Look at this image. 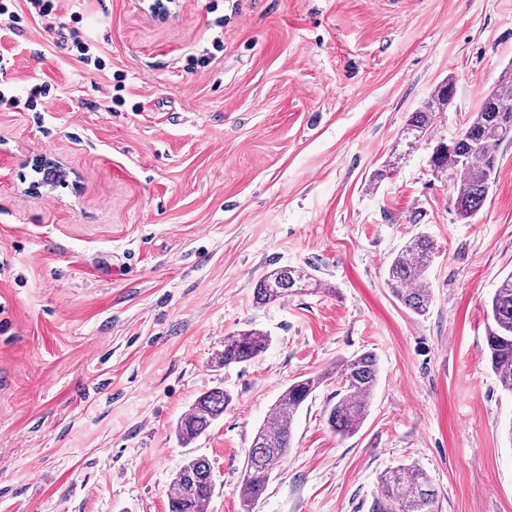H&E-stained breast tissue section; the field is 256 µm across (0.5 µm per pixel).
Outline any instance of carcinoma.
Instances as JSON below:
<instances>
[{
  "label": "carcinoma",
  "instance_id": "carcinoma-1",
  "mask_svg": "<svg viewBox=\"0 0 512 512\" xmlns=\"http://www.w3.org/2000/svg\"><path fill=\"white\" fill-rule=\"evenodd\" d=\"M455 84L438 85L425 104L410 113L398 145L411 149L421 143L431 149L430 162L437 171L450 172L454 205L460 219L473 217L483 206L497 173V152L506 143L504 118L512 119V80L502 79L483 95L480 107L454 137L435 138L437 114L454 100ZM436 244L426 235L413 237L389 262L386 285L406 309L425 314L432 302L428 271ZM322 280L305 270L288 267L265 273L256 283L254 304L258 307L281 302L289 296L320 291ZM492 326L486 346L491 369L501 388L512 393V274L496 288L491 299ZM272 339L258 329L239 330L224 337V350L214 364L229 367L248 364L265 353ZM339 389L336 402L327 406V425L341 439L355 436L367 417L370 398L379 380L376 355L366 351L336 364ZM326 373L300 377L283 389L271 405L267 419L258 427L244 471L238 482L244 512H251L267 490L272 474L287 460L299 410L324 383ZM232 403L230 393L213 388L201 393L176 425V435L189 445L224 415ZM169 512H208L214 492L212 466L203 455L190 456L172 478ZM437 492L429 474L421 467L399 465L378 476V495L371 512H432Z\"/></svg>",
  "mask_w": 512,
  "mask_h": 512
}]
</instances>
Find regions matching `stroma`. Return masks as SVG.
Instances as JSON below:
<instances>
[{"label":"stroma","instance_id":"stroma-1","mask_svg":"<svg viewBox=\"0 0 512 512\" xmlns=\"http://www.w3.org/2000/svg\"><path fill=\"white\" fill-rule=\"evenodd\" d=\"M220 2L224 51L195 72L209 0H176L165 22L139 0H59L53 28L0 37L17 90L55 88L46 111H0V512H169L191 454L213 466L209 512H242L241 470L282 389L364 351L380 377L360 432L329 430L327 380L253 512H371L379 473L406 464L431 476L432 512H512V394L485 341L512 273V143L466 221L426 146L392 153L447 77L435 137L476 111L512 64V0ZM75 10L105 70L69 55ZM117 72L127 106L108 112ZM38 156L66 171L55 196L28 190ZM419 233L438 246L423 316L385 284ZM282 266L328 291L256 307ZM251 327L267 352L212 367ZM216 387L231 406L182 445L176 422Z\"/></svg>","mask_w":512,"mask_h":512}]
</instances>
